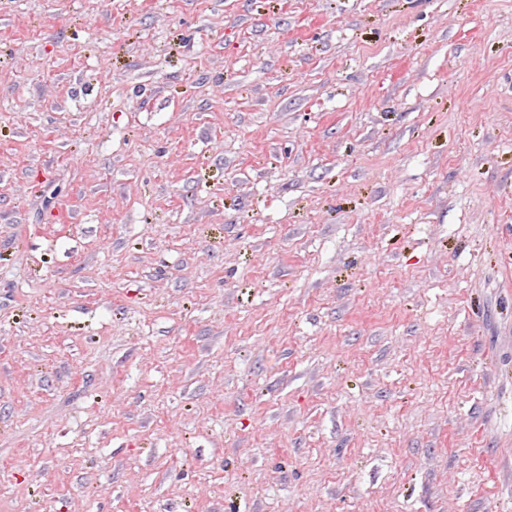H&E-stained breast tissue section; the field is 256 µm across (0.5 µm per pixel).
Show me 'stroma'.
I'll return each mask as SVG.
<instances>
[{"label":"stroma","instance_id":"1","mask_svg":"<svg viewBox=\"0 0 512 512\" xmlns=\"http://www.w3.org/2000/svg\"><path fill=\"white\" fill-rule=\"evenodd\" d=\"M0 512H512V0H0Z\"/></svg>","mask_w":512,"mask_h":512}]
</instances>
